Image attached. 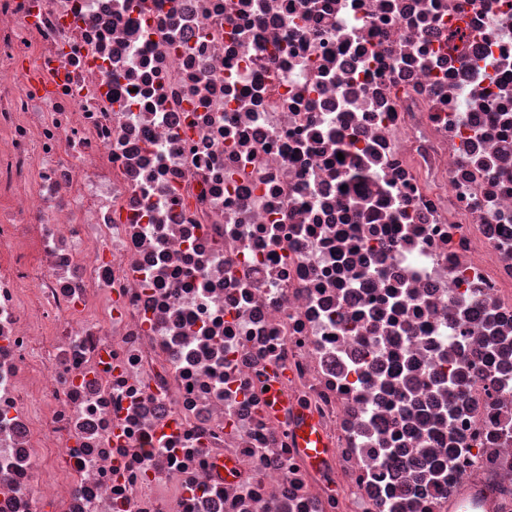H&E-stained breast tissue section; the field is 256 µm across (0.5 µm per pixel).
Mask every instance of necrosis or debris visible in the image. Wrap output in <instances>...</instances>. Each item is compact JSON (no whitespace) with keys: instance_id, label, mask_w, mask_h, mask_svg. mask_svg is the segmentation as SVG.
<instances>
[{"instance_id":"1","label":"necrosis or debris","mask_w":512,"mask_h":512,"mask_svg":"<svg viewBox=\"0 0 512 512\" xmlns=\"http://www.w3.org/2000/svg\"><path fill=\"white\" fill-rule=\"evenodd\" d=\"M50 503L512 512V0H0V512ZM295 435L305 460L311 466L321 464L325 458V443L315 421L308 416H302L295 426Z\"/></svg>"}]
</instances>
